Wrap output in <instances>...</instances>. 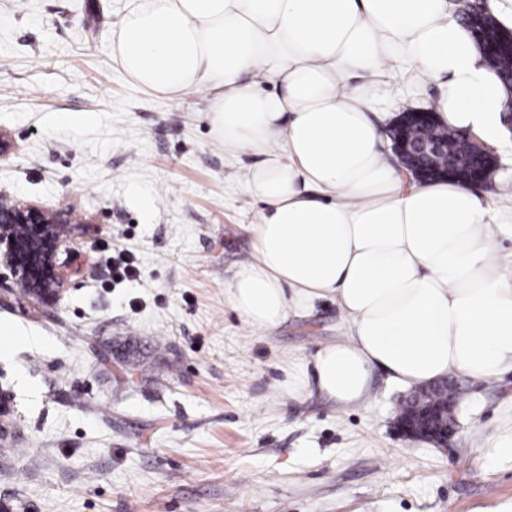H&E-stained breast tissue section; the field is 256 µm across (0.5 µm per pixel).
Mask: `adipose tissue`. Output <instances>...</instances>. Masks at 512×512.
I'll return each mask as SVG.
<instances>
[{
    "instance_id": "ef3b65f1",
    "label": "adipose tissue",
    "mask_w": 512,
    "mask_h": 512,
    "mask_svg": "<svg viewBox=\"0 0 512 512\" xmlns=\"http://www.w3.org/2000/svg\"><path fill=\"white\" fill-rule=\"evenodd\" d=\"M112 56L143 90L212 91L225 151L260 154L243 187L266 209L225 298L256 330L325 298L348 327L289 366V393L346 411L379 372L421 389L512 370L499 223L472 187L405 177L379 122L433 82L442 123L496 136L507 97L448 0H132Z\"/></svg>"
}]
</instances>
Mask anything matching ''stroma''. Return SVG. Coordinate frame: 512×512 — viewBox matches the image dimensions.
Wrapping results in <instances>:
<instances>
[{
	"mask_svg": "<svg viewBox=\"0 0 512 512\" xmlns=\"http://www.w3.org/2000/svg\"><path fill=\"white\" fill-rule=\"evenodd\" d=\"M130 0H0V201L72 214L54 305L0 268V512H512V461L478 428L512 421V371L456 378L447 448L396 427L404 390L340 412L282 390L290 363L343 335L335 303L249 327L224 283L252 257L262 206L241 188L252 153L213 132L210 96L141 90L113 58ZM482 194L512 254V132L489 145ZM137 279L111 285L104 243Z\"/></svg>",
	"mask_w": 512,
	"mask_h": 512,
	"instance_id": "obj_1",
	"label": "stroma"
}]
</instances>
